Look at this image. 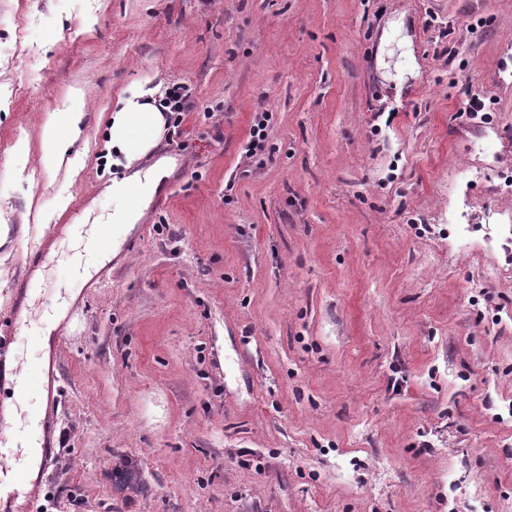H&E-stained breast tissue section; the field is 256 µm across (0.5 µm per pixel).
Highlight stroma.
<instances>
[{
  "label": "stroma",
  "instance_id": "obj_1",
  "mask_svg": "<svg viewBox=\"0 0 512 512\" xmlns=\"http://www.w3.org/2000/svg\"><path fill=\"white\" fill-rule=\"evenodd\" d=\"M0 84V317L28 257L60 254L27 363L76 297L57 512H512V238L484 244L512 222V0H0ZM142 84L191 108L137 161L171 173L88 290L93 244L60 227L111 213L132 169L106 134ZM76 91L74 165L45 171ZM112 485L115 491L125 495L140 493L143 481L139 467L124 457L112 461Z\"/></svg>",
  "mask_w": 512,
  "mask_h": 512
}]
</instances>
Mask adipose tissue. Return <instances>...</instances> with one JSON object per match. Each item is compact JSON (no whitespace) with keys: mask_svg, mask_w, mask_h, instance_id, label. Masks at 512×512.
Instances as JSON below:
<instances>
[{"mask_svg":"<svg viewBox=\"0 0 512 512\" xmlns=\"http://www.w3.org/2000/svg\"><path fill=\"white\" fill-rule=\"evenodd\" d=\"M83 106L81 95L76 93L68 111L49 116L44 130L49 147L40 158L43 169L53 171L68 161L71 146L83 133ZM164 124L154 90L132 92L121 99L119 109L112 114L108 149L126 164H133L155 146ZM165 174V168L157 163L131 176L113 178L110 223H137L143 206L153 197Z\"/></svg>","mask_w":512,"mask_h":512,"instance_id":"ef3b65f1","label":"adipose tissue"}]
</instances>
